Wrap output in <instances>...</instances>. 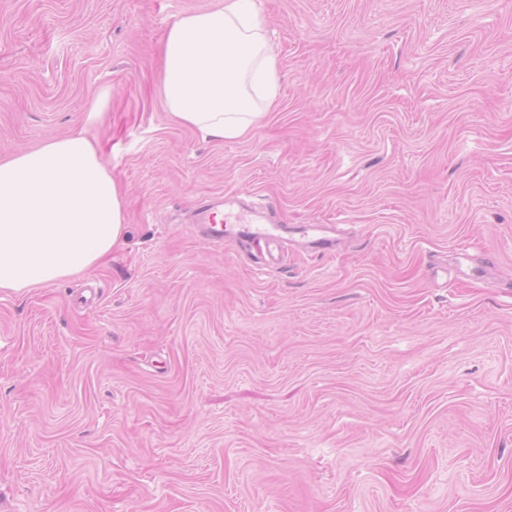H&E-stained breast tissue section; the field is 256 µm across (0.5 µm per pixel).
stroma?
<instances>
[{
	"label": "stroma",
	"instance_id": "35a3bbf8",
	"mask_svg": "<svg viewBox=\"0 0 512 512\" xmlns=\"http://www.w3.org/2000/svg\"><path fill=\"white\" fill-rule=\"evenodd\" d=\"M212 3L0 0V157L86 129L127 224L0 291V512H512V0H256L279 105L224 141L156 94ZM219 193L279 265L199 235Z\"/></svg>",
	"mask_w": 512,
	"mask_h": 512
}]
</instances>
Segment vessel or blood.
Here are the masks:
<instances>
[{"mask_svg":"<svg viewBox=\"0 0 512 512\" xmlns=\"http://www.w3.org/2000/svg\"><path fill=\"white\" fill-rule=\"evenodd\" d=\"M227 199L217 197L200 203L194 222L204 231L207 239L223 242L229 239L249 247L256 263L274 261V249L280 246L288 227L262 220L259 212L235 214L233 223H225L224 211Z\"/></svg>","mask_w":512,"mask_h":512,"instance_id":"1","label":"vessel or blood"}]
</instances>
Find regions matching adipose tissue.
<instances>
[{"label":"adipose tissue","instance_id":"obj_1","mask_svg":"<svg viewBox=\"0 0 512 512\" xmlns=\"http://www.w3.org/2000/svg\"><path fill=\"white\" fill-rule=\"evenodd\" d=\"M279 69L252 0H216L166 30L158 93L173 123L240 139L276 109ZM125 228L122 190L85 131L0 159V290L84 272Z\"/></svg>","mask_w":512,"mask_h":512}]
</instances>
